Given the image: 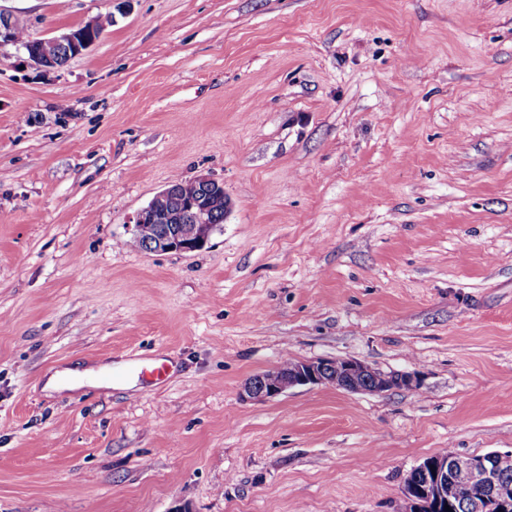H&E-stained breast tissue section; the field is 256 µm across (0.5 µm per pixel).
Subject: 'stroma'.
<instances>
[{"label":"stroma","instance_id":"stroma-1","mask_svg":"<svg viewBox=\"0 0 512 512\" xmlns=\"http://www.w3.org/2000/svg\"><path fill=\"white\" fill-rule=\"evenodd\" d=\"M8 6L112 24L0 48V512H403L424 458L512 450V0ZM200 176L204 248L132 241ZM336 358L419 385L243 396ZM78 362L114 386L45 391ZM111 23V16H107L103 20L97 19L96 24L95 21H91L60 35L39 38L37 39L38 48L29 53L28 60L36 68L49 70L54 69L53 59L55 56V68L63 67L73 55L81 54L98 41L101 36H96L95 27L97 33L98 31H104L106 26ZM61 47L70 49L73 55L66 48L59 49ZM197 189H201L195 196L183 195L184 191L192 192L194 187L191 181H172L171 184L159 191L152 200L138 210L132 219L131 232L133 239L147 252L154 253H190L201 249L208 241L217 224L224 222V210L216 209L211 223L213 209L224 206V197L213 189L218 187L215 179L201 176L194 180ZM221 186L223 184L219 183ZM224 188V186H223ZM170 205L167 207V201ZM158 201L166 204L159 208ZM151 219L155 224H144ZM144 224V225H143ZM156 224L163 225L159 235L152 241L141 243L143 225V239L150 238L155 232Z\"/></svg>","mask_w":512,"mask_h":512}]
</instances>
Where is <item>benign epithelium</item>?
Returning a JSON list of instances; mask_svg holds the SVG:
<instances>
[{
  "label": "benign epithelium",
  "mask_w": 512,
  "mask_h": 512,
  "mask_svg": "<svg viewBox=\"0 0 512 512\" xmlns=\"http://www.w3.org/2000/svg\"><path fill=\"white\" fill-rule=\"evenodd\" d=\"M17 20L10 9L0 5V47L14 44ZM95 27V22L91 21L60 35L38 39V48L28 55L30 64L43 70L54 68V56L61 47L70 49L75 56L81 54L98 41ZM194 182L199 189L197 195H184L168 185L136 212L131 232L143 250L190 253L207 243L215 229L211 223L212 210L224 203V197L214 191L216 180L201 176ZM148 219L162 228L153 241L143 243L142 225ZM322 384H334L349 392L381 394L394 388L413 389L419 382L411 373L391 375L355 359H322L295 362L284 376L276 369L257 374L245 383L243 396L264 401L289 388ZM500 455L499 451L481 456L445 454L433 461L421 462L414 467L415 477L409 479L404 488V498L412 505L421 498L434 512H447L448 506L457 508L454 486L467 483L481 491V495L469 503L467 512H484L486 497L506 500L512 490V485L504 480L495 464Z\"/></svg>",
  "instance_id": "benign-epithelium-1"
}]
</instances>
